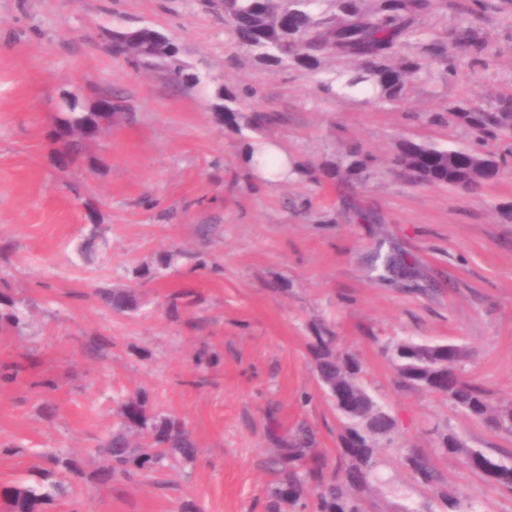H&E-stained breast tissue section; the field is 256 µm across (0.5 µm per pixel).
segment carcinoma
I'll return each instance as SVG.
<instances>
[{"instance_id":"obj_1","label":"carcinoma","mask_w":512,"mask_h":512,"mask_svg":"<svg viewBox=\"0 0 512 512\" xmlns=\"http://www.w3.org/2000/svg\"><path fill=\"white\" fill-rule=\"evenodd\" d=\"M207 7L224 16L231 39L250 52L264 67L295 68L320 76L319 87L330 98L365 96L370 101L400 106L412 85L438 77L452 82L458 74L453 45L468 60L474 71L486 67L490 59L488 41L477 22L492 10L489 0H469L459 6L466 19L452 28L426 27L425 17H443L448 0H207ZM150 29L136 27L117 32L112 40V56L125 57L135 64L153 67L176 86H203L207 76L192 72L176 52L163 51ZM327 56L344 60L348 66L332 74L320 73L321 60ZM239 94L224 88V112L235 122ZM443 111L459 116L473 134V145L466 151L433 144L403 140L391 160L394 170L417 183L447 185L453 183L455 165L464 157L482 156L485 144L501 138L500 131L512 128V94L499 97L492 109L466 99H450ZM88 159V145L81 135H72L67 146L66 164ZM372 154L356 145L349 150L348 162L340 173L348 181H359L372 168ZM375 262L382 277L409 270L396 253L378 252ZM97 298L118 313L138 310V299L130 288H99ZM0 330H14L22 321L14 302L3 299ZM392 363L401 389H426L434 393L448 388L445 397L468 418L490 430L512 435V401L496 402L480 383L459 373L471 357L469 348L453 350L426 346L411 339L390 341L382 347ZM320 382L352 396L356 407L343 416L342 454L349 467L344 476H324L318 467L301 470L311 459L315 437L303 426L280 449L276 461L280 479L272 489L275 502L305 507L302 498L305 483H316V512H366L364 494L371 489L370 479L381 463V440L390 437L396 423L365 387L358 360L336 349V336L327 326L318 331L312 346ZM143 439L132 441L131 434ZM438 451L454 456L470 470L488 477L493 483L512 489V463H506L470 447L459 433L448 430L438 435ZM198 448L190 432L175 417L154 411L149 394L138 392L123 404L122 421L99 451V466L94 480L109 482L115 477L134 476L159 469L170 454L184 459L196 456ZM413 476L431 489L442 484L440 473L422 453L412 449L404 455ZM54 469H45L39 480L0 491L11 512H46L45 505L56 496H64L67 486L61 471H74L67 458H51Z\"/></svg>"}]
</instances>
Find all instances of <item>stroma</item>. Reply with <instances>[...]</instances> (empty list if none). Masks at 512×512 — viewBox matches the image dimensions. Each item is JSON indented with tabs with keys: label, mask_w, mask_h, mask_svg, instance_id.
Masks as SVG:
<instances>
[{
	"label": "stroma",
	"mask_w": 512,
	"mask_h": 512,
	"mask_svg": "<svg viewBox=\"0 0 512 512\" xmlns=\"http://www.w3.org/2000/svg\"><path fill=\"white\" fill-rule=\"evenodd\" d=\"M492 2L482 25L489 66L460 61L455 83L413 87L402 110L328 98L315 77L253 64L203 0H0V293L26 313L22 329L0 334V370L19 369L0 384V444L15 447L0 453V486L33 480L58 453L77 470L71 497L49 512H268L271 462L302 424L316 433L326 473L343 475L339 414L312 355L327 322L397 420L370 512H452L448 495L477 512H512V492L434 449L437 431L451 428L512 460V436L433 392L399 389L382 353L401 338L464 345L463 374L512 400V171L472 195L408 181L389 164L404 140L471 147L464 125L427 119L447 98L489 106L512 93V0ZM142 25L239 92L241 116L277 112L280 122L226 126L198 89L108 52L109 32ZM96 86L112 90V128L90 147L94 167L60 173L54 117L64 97ZM269 143L293 168L279 181L244 168L245 150ZM354 145L375 164L353 187L336 171ZM310 166L318 180L300 175ZM358 209L371 221L356 220ZM89 237L98 260L83 266L76 248ZM380 246L413 259L415 279L380 278ZM166 251L182 257L134 279ZM195 253L204 271L193 270ZM131 283L138 312L115 313L95 295ZM182 292L185 306L169 312V296ZM93 340L98 355H85ZM141 389L158 413L185 423L196 457L92 482L98 446ZM405 448L431 456L442 493L413 480Z\"/></svg>",
	"instance_id": "35a3bbf8"
}]
</instances>
